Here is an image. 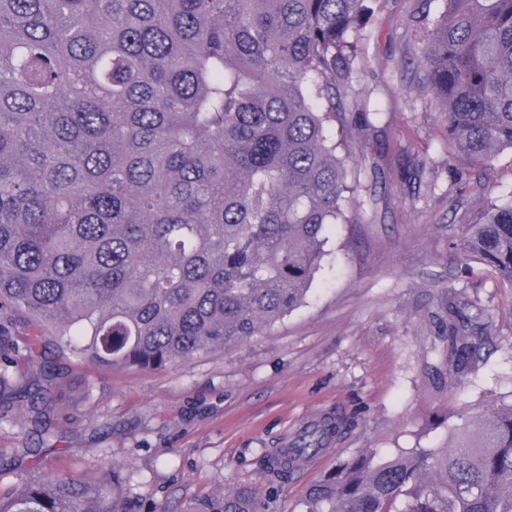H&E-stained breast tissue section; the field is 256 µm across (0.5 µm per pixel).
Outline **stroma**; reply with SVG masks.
<instances>
[{"mask_svg": "<svg viewBox=\"0 0 512 512\" xmlns=\"http://www.w3.org/2000/svg\"><path fill=\"white\" fill-rule=\"evenodd\" d=\"M414 6L384 0L360 44V84L382 116L349 140L358 188L304 303L271 331L162 369L94 367L43 339L24 371L32 383L44 362L55 365L54 451L37 462L17 456L36 434L16 399L0 427L1 494L20 476L94 475L107 451L127 478L122 512H192L241 487L265 512H295L337 455L443 447L461 404L478 411L512 395V287L454 246L483 198L512 202V152L488 173L466 168V187L455 185L461 161L444 118L399 64L414 41ZM414 158L424 167H409ZM451 289L493 315L495 350L459 388L448 385L437 338ZM322 416L342 420L330 451L270 485V456Z\"/></svg>", "mask_w": 512, "mask_h": 512, "instance_id": "stroma-1", "label": "stroma"}]
</instances>
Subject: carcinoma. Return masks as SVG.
I'll return each instance as SVG.
<instances>
[{
	"instance_id": "cac0c4a2",
	"label": "carcinoma",
	"mask_w": 512,
	"mask_h": 512,
	"mask_svg": "<svg viewBox=\"0 0 512 512\" xmlns=\"http://www.w3.org/2000/svg\"><path fill=\"white\" fill-rule=\"evenodd\" d=\"M380 0H0V398L53 329L93 365L154 368L224 351L305 300L345 221L336 99ZM408 64L470 164L512 150V0H442ZM512 287V203L488 200L458 243ZM486 311L453 295L448 379L485 363ZM50 434L49 388L26 390ZM451 446L339 459L301 512H512V401L460 413ZM323 418L278 454L276 477L325 448ZM120 477L18 481L0 512H119ZM195 512H263L242 489Z\"/></svg>"
}]
</instances>
